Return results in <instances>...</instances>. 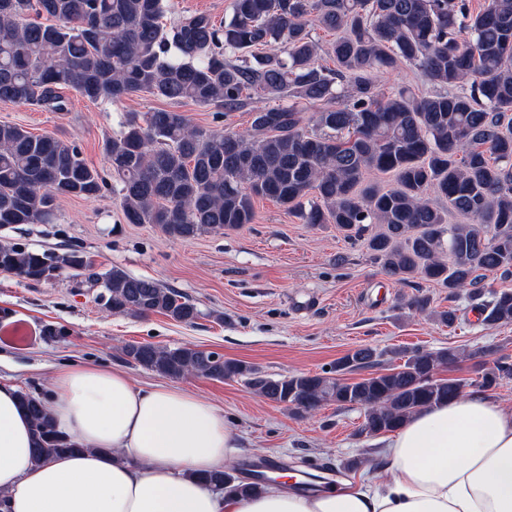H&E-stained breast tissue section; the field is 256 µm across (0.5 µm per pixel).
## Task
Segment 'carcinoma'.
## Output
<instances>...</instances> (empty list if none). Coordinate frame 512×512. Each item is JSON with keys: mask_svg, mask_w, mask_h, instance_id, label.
I'll return each instance as SVG.
<instances>
[{"mask_svg": "<svg viewBox=\"0 0 512 512\" xmlns=\"http://www.w3.org/2000/svg\"><path fill=\"white\" fill-rule=\"evenodd\" d=\"M166 0H0V101L62 111L58 89L92 101L147 93L252 113L251 132L206 129L182 112H131L104 153L128 224H154L183 241L254 220V199L276 201L305 224L361 234L382 229L367 249L399 281L418 278L469 297L486 325L512 323V289L481 302L492 273L512 278V0H232L229 21L204 12L163 23ZM336 35V68L316 64L312 30ZM401 64L438 90H379L375 74ZM321 110L306 115L305 106ZM312 130H305L306 125ZM388 174L389 189L365 185ZM106 182L77 146L0 124V227L50 224L62 197H97ZM466 219L448 223V213ZM73 270L102 288L114 314H163L192 323L197 306L173 288L99 272L78 249L61 255L0 244V271L29 282ZM136 364L171 378H240L297 415L335 401L365 409L361 433L394 432L414 413L465 393L436 378L452 348L405 352L403 365L351 381L381 354L360 347L336 362L337 377H271L197 348L129 344ZM512 379L500 356L476 386ZM41 463L82 446L57 430L44 397L18 392ZM206 483L236 497L262 491L236 469Z\"/></svg>", "mask_w": 512, "mask_h": 512, "instance_id": "cac0c4a2", "label": "carcinoma"}]
</instances>
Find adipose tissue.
I'll list each match as a JSON object with an SVG mask.
<instances>
[{
    "label": "adipose tissue",
    "mask_w": 512,
    "mask_h": 512,
    "mask_svg": "<svg viewBox=\"0 0 512 512\" xmlns=\"http://www.w3.org/2000/svg\"><path fill=\"white\" fill-rule=\"evenodd\" d=\"M80 453L35 463L17 389L0 382L6 512H512V408L469 393L413 415L383 441L371 484L313 494L267 485L231 497L202 482L227 470L239 432L183 388H134L120 371H56L47 397Z\"/></svg>",
    "instance_id": "obj_1"
}]
</instances>
